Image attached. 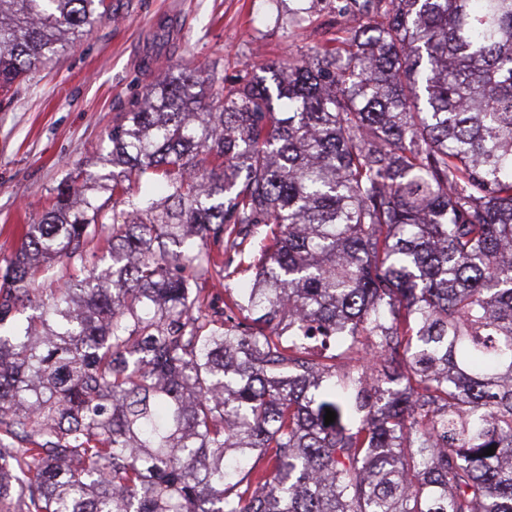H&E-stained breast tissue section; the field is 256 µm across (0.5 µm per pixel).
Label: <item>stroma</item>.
I'll list each match as a JSON object with an SVG mask.
<instances>
[{"instance_id":"obj_1","label":"stroma","mask_w":512,"mask_h":512,"mask_svg":"<svg viewBox=\"0 0 512 512\" xmlns=\"http://www.w3.org/2000/svg\"><path fill=\"white\" fill-rule=\"evenodd\" d=\"M112 18L0 93V268L69 175L110 171L108 134L156 78L235 81L336 30L335 0H112Z\"/></svg>"}]
</instances>
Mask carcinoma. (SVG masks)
I'll return each mask as SVG.
<instances>
[{
	"label": "carcinoma",
	"mask_w": 512,
	"mask_h": 512,
	"mask_svg": "<svg viewBox=\"0 0 512 512\" xmlns=\"http://www.w3.org/2000/svg\"><path fill=\"white\" fill-rule=\"evenodd\" d=\"M347 14L367 22L249 78L151 86L109 135L123 223L68 176L26 225L0 273V512H512V0ZM110 17L0 0V91ZM362 337L372 362L339 374ZM80 262L77 260L60 261L52 263L51 266L42 269L36 275L37 282L35 288H38V295L41 299H48L50 288H55L59 283L63 282L68 273L72 272L73 266L79 267Z\"/></svg>",
	"instance_id": "carcinoma-1"
}]
</instances>
